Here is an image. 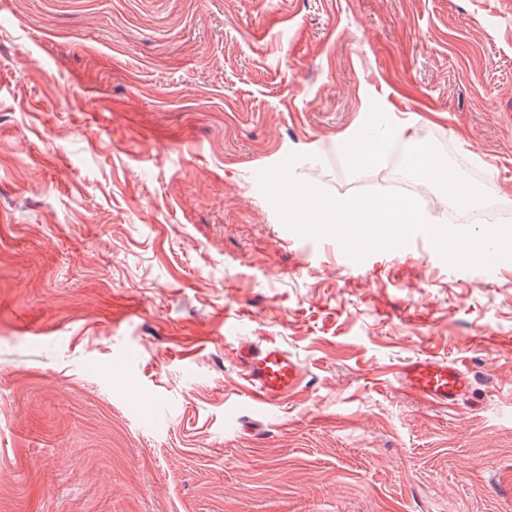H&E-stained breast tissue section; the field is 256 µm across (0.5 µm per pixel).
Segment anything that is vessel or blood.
Listing matches in <instances>:
<instances>
[{"label": "vessel or blood", "mask_w": 512, "mask_h": 512, "mask_svg": "<svg viewBox=\"0 0 512 512\" xmlns=\"http://www.w3.org/2000/svg\"><path fill=\"white\" fill-rule=\"evenodd\" d=\"M236 356L253 406L279 405L300 390L303 369L286 350L250 342L239 346ZM395 380L404 391L448 410L457 407L473 390L472 379L463 365L433 356L406 360L397 367Z\"/></svg>", "instance_id": "1"}]
</instances>
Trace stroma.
Returning <instances> with one entry per match:
<instances>
[{
  "instance_id": "stroma-1",
  "label": "stroma",
  "mask_w": 512,
  "mask_h": 512,
  "mask_svg": "<svg viewBox=\"0 0 512 512\" xmlns=\"http://www.w3.org/2000/svg\"><path fill=\"white\" fill-rule=\"evenodd\" d=\"M391 116L512 206V0H0V512H512V268L353 259L255 178L383 190L338 143ZM241 338L300 392L250 405ZM395 381L404 391L444 409L457 407L473 390L467 369L433 356L414 357L399 365Z\"/></svg>"
}]
</instances>
